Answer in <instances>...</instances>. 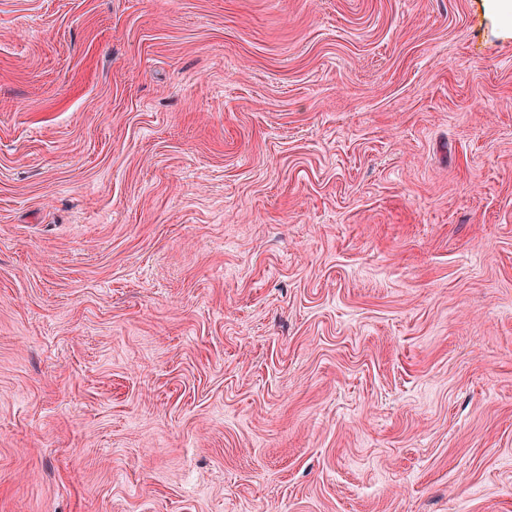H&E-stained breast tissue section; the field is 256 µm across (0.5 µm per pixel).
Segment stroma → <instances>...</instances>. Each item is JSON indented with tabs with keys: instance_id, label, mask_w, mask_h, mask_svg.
Segmentation results:
<instances>
[{
	"instance_id": "obj_1",
	"label": "stroma",
	"mask_w": 512,
	"mask_h": 512,
	"mask_svg": "<svg viewBox=\"0 0 512 512\" xmlns=\"http://www.w3.org/2000/svg\"><path fill=\"white\" fill-rule=\"evenodd\" d=\"M0 0V512H512V18Z\"/></svg>"
}]
</instances>
